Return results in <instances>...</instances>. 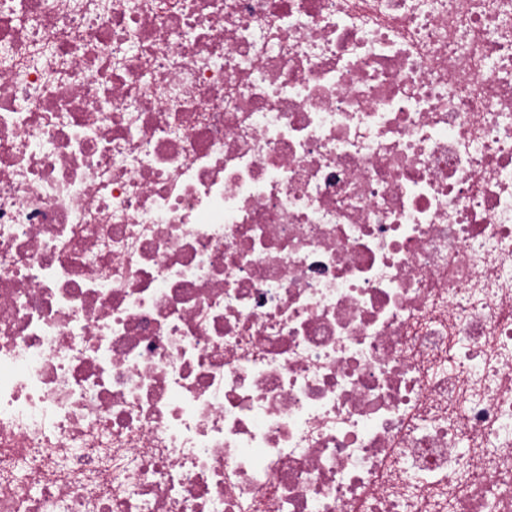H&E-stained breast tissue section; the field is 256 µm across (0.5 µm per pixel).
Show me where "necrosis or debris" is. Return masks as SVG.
<instances>
[{
    "mask_svg": "<svg viewBox=\"0 0 512 512\" xmlns=\"http://www.w3.org/2000/svg\"><path fill=\"white\" fill-rule=\"evenodd\" d=\"M0 512H512V0H0Z\"/></svg>",
    "mask_w": 512,
    "mask_h": 512,
    "instance_id": "obj_1",
    "label": "necrosis or debris"
}]
</instances>
